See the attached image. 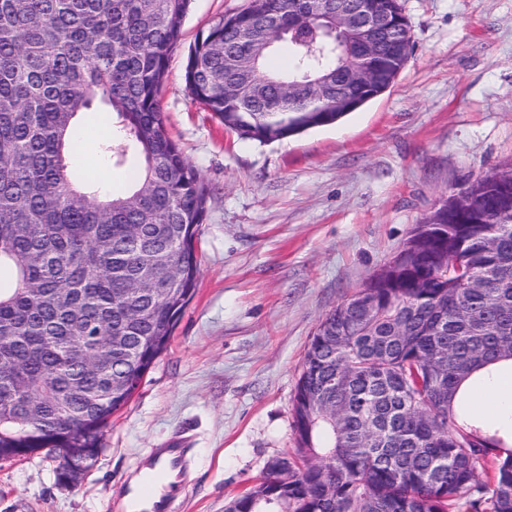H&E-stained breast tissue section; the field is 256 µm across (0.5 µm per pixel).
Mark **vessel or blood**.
I'll use <instances>...</instances> for the list:
<instances>
[{"mask_svg": "<svg viewBox=\"0 0 512 512\" xmlns=\"http://www.w3.org/2000/svg\"><path fill=\"white\" fill-rule=\"evenodd\" d=\"M184 459V449H161L147 465L151 478L140 479L129 487L128 512H163L183 480Z\"/></svg>", "mask_w": 512, "mask_h": 512, "instance_id": "obj_1", "label": "vessel or blood"}]
</instances>
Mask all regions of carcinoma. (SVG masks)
Instances as JSON below:
<instances>
[{"instance_id": "obj_1", "label": "carcinoma", "mask_w": 512, "mask_h": 512, "mask_svg": "<svg viewBox=\"0 0 512 512\" xmlns=\"http://www.w3.org/2000/svg\"><path fill=\"white\" fill-rule=\"evenodd\" d=\"M191 0H0V448L102 451L112 416L167 349L199 275L208 192L160 107ZM354 0H249L190 47L185 89L245 139L340 122L392 88L413 53L401 0L371 55L336 28ZM288 50V70L269 59ZM384 70L353 109L288 94L343 64ZM116 114L101 153L133 162L103 199L71 142L94 103ZM401 251L319 323L292 400L297 459L224 512H512V423L473 392L512 372V181L483 176L415 225ZM163 295L135 287L149 272ZM127 355L88 372L112 337ZM441 368L440 381L429 377ZM39 428L13 420L26 404Z\"/></svg>"}]
</instances>
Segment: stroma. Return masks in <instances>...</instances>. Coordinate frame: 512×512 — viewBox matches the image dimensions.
I'll use <instances>...</instances> for the list:
<instances>
[{"mask_svg":"<svg viewBox=\"0 0 512 512\" xmlns=\"http://www.w3.org/2000/svg\"><path fill=\"white\" fill-rule=\"evenodd\" d=\"M248 0H192L161 106L208 189L195 294L169 348L83 478L39 454L0 461V512H110L150 449L192 451L175 512H224L295 456L292 399L319 322L442 196L512 167V0H402L414 41L397 83L335 125L261 144L185 91L187 51Z\"/></svg>","mask_w":512,"mask_h":512,"instance_id":"stroma-1","label":"stroma"}]
</instances>
